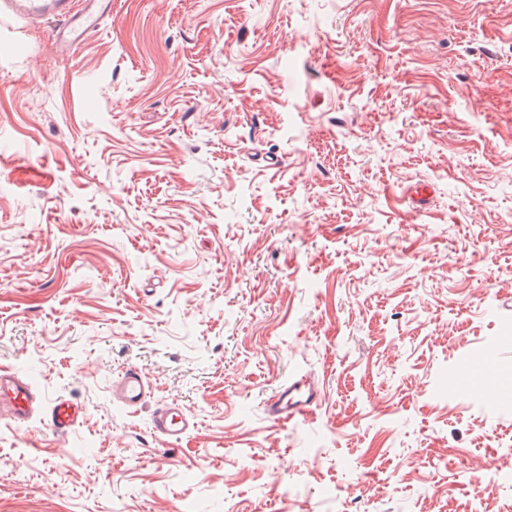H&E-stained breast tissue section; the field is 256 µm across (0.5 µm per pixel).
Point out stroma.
<instances>
[{
  "mask_svg": "<svg viewBox=\"0 0 512 512\" xmlns=\"http://www.w3.org/2000/svg\"><path fill=\"white\" fill-rule=\"evenodd\" d=\"M54 28L0 22V368L86 416L0 418V512H512V0ZM303 375L314 412L269 419ZM113 393L124 407L135 410L150 397L151 387L139 368L129 367L114 382ZM195 424L191 414L179 404L158 406L152 416L154 433L167 440H182L195 428Z\"/></svg>",
  "mask_w": 512,
  "mask_h": 512,
  "instance_id": "1",
  "label": "stroma"
}]
</instances>
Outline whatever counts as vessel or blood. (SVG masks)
I'll return each instance as SVG.
<instances>
[{"label":"vessel or blood","instance_id":"vessel-or-blood-1","mask_svg":"<svg viewBox=\"0 0 512 512\" xmlns=\"http://www.w3.org/2000/svg\"><path fill=\"white\" fill-rule=\"evenodd\" d=\"M112 0H0V17L27 21L57 20L54 44L58 54L75 50L98 30L103 15L111 13ZM113 392L124 407L137 409L151 395L145 374L136 367L123 371L113 384ZM319 398L314 384L298 378L284 384L265 403L267 416L275 421H288L311 414ZM0 414L23 424L31 417L59 436L68 434L84 418L83 409L71 399L58 396L46 399L17 372L0 369ZM195 427L191 414L181 405L156 407L152 429L166 439L179 441Z\"/></svg>","mask_w":512,"mask_h":512}]
</instances>
